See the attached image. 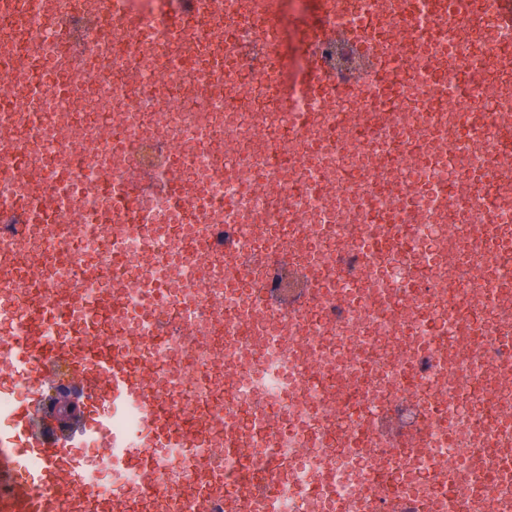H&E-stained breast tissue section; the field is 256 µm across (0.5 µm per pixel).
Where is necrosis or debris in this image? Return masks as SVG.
I'll use <instances>...</instances> for the list:
<instances>
[{
  "mask_svg": "<svg viewBox=\"0 0 512 512\" xmlns=\"http://www.w3.org/2000/svg\"><path fill=\"white\" fill-rule=\"evenodd\" d=\"M172 4L0 12V353L39 316L45 338L150 367L147 391L194 422L145 481L81 435L83 489L126 492L125 512H512L498 0H453L445 22L320 0L362 48L305 41L315 94L281 90L285 8L307 0H198L176 30ZM451 81L463 107L439 102ZM385 417L413 442L384 449Z\"/></svg>",
  "mask_w": 512,
  "mask_h": 512,
  "instance_id": "4bbe7bcc",
  "label": "necrosis or debris"
}]
</instances>
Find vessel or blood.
I'll return each instance as SVG.
<instances>
[{
	"label": "vessel or blood",
	"mask_w": 512,
	"mask_h": 512,
	"mask_svg": "<svg viewBox=\"0 0 512 512\" xmlns=\"http://www.w3.org/2000/svg\"><path fill=\"white\" fill-rule=\"evenodd\" d=\"M33 343L42 348V383H50L59 366H66L77 379L83 398L80 419L72 430L55 431L52 416L40 398L21 405L14 417L15 435L0 439V512H121L120 496L92 497L81 492L73 478L74 458L68 443L73 433L88 427L101 428V408L133 403L143 407L152 435L165 446L191 436L186 420L172 407L148 400L142 385L132 379L127 367L103 349H84L69 339ZM103 447L112 451V460L123 468L151 471L154 460L141 442L121 434L101 435ZM40 459L37 470L25 467L26 458ZM47 487L45 495L32 494V485Z\"/></svg>",
	"instance_id": "b4317fda"
}]
</instances>
